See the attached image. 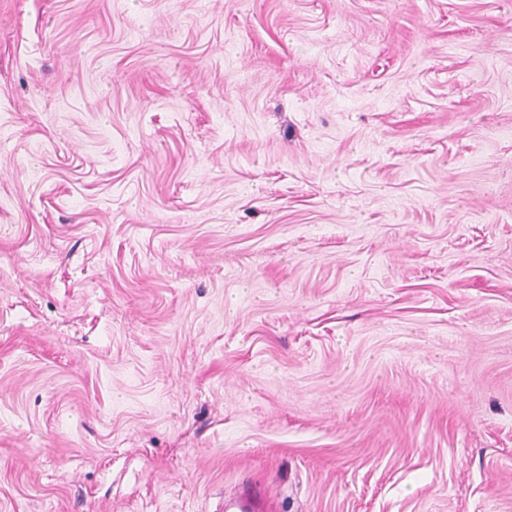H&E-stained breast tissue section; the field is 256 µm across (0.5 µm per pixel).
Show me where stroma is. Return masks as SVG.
Segmentation results:
<instances>
[{
    "label": "stroma",
    "mask_w": 512,
    "mask_h": 512,
    "mask_svg": "<svg viewBox=\"0 0 512 512\" xmlns=\"http://www.w3.org/2000/svg\"><path fill=\"white\" fill-rule=\"evenodd\" d=\"M512 512V0H0V512Z\"/></svg>",
    "instance_id": "obj_1"
}]
</instances>
